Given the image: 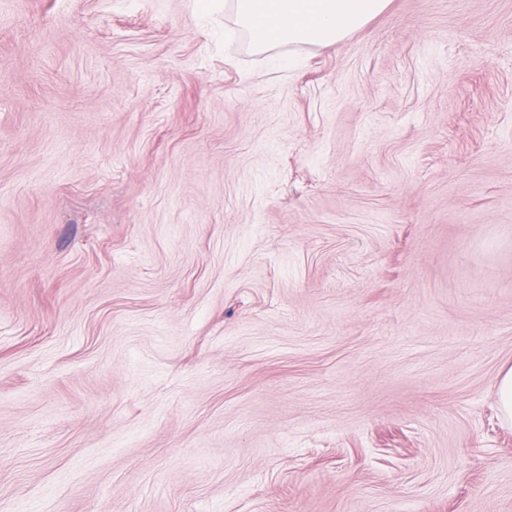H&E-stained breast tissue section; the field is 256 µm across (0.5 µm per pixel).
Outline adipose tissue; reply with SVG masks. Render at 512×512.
I'll return each instance as SVG.
<instances>
[{
	"mask_svg": "<svg viewBox=\"0 0 512 512\" xmlns=\"http://www.w3.org/2000/svg\"><path fill=\"white\" fill-rule=\"evenodd\" d=\"M388 0H231L255 52L277 46H329L382 13Z\"/></svg>",
	"mask_w": 512,
	"mask_h": 512,
	"instance_id": "1",
	"label": "adipose tissue"
}]
</instances>
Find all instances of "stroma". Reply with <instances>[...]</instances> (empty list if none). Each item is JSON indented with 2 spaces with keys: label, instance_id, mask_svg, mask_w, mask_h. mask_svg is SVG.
Instances as JSON below:
<instances>
[{
  "label": "stroma",
  "instance_id": "1",
  "mask_svg": "<svg viewBox=\"0 0 512 512\" xmlns=\"http://www.w3.org/2000/svg\"><path fill=\"white\" fill-rule=\"evenodd\" d=\"M293 56L0 0V512H512V0ZM497 393L504 420L512 422V366L500 372L497 378Z\"/></svg>",
  "mask_w": 512,
  "mask_h": 512
}]
</instances>
